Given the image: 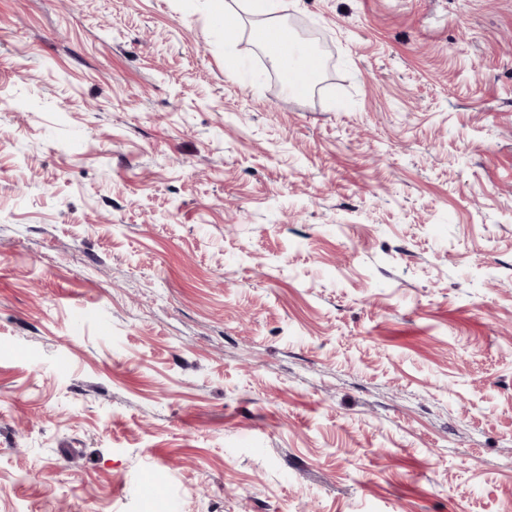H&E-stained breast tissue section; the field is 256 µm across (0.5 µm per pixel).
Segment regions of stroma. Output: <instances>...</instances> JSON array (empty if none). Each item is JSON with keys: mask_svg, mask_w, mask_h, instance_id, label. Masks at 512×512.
Returning <instances> with one entry per match:
<instances>
[{"mask_svg": "<svg viewBox=\"0 0 512 512\" xmlns=\"http://www.w3.org/2000/svg\"><path fill=\"white\" fill-rule=\"evenodd\" d=\"M283 4L0 0V512H512V0ZM240 10L255 18V25L252 34L255 42L266 52L274 67L285 68L288 61L294 54V39L288 34V28L282 25H275L265 20L275 15L281 6V0H234ZM287 33L288 38L276 48L271 46L272 42L278 41L283 34Z\"/></svg>", "mask_w": 512, "mask_h": 512, "instance_id": "stroma-1", "label": "stroma"}]
</instances>
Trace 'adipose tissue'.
<instances>
[{
  "label": "adipose tissue",
  "instance_id": "1",
  "mask_svg": "<svg viewBox=\"0 0 512 512\" xmlns=\"http://www.w3.org/2000/svg\"><path fill=\"white\" fill-rule=\"evenodd\" d=\"M212 11L216 16H224L230 4H237L240 10L256 23L252 34L255 42L266 52L274 67L285 68L294 54V40L287 37L286 28L270 23L281 6V0H211Z\"/></svg>",
  "mask_w": 512,
  "mask_h": 512
}]
</instances>
